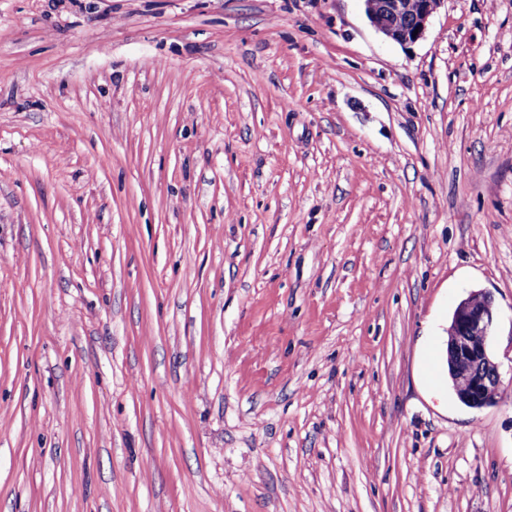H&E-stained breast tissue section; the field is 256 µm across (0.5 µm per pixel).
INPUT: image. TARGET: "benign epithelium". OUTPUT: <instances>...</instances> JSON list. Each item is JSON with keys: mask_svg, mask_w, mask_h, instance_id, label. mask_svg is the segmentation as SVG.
I'll use <instances>...</instances> for the list:
<instances>
[{"mask_svg": "<svg viewBox=\"0 0 512 512\" xmlns=\"http://www.w3.org/2000/svg\"><path fill=\"white\" fill-rule=\"evenodd\" d=\"M372 25L402 45L424 37L429 19L445 0H363ZM495 321L489 295L471 294L455 309L448 329V359L456 380L465 382L458 398L474 408L495 403L501 396L498 363L490 351Z\"/></svg>", "mask_w": 512, "mask_h": 512, "instance_id": "benign-epithelium-1", "label": "benign epithelium"}]
</instances>
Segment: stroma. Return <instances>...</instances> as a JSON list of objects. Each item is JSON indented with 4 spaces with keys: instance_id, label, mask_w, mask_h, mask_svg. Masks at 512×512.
Listing matches in <instances>:
<instances>
[{
    "instance_id": "1",
    "label": "stroma",
    "mask_w": 512,
    "mask_h": 512,
    "mask_svg": "<svg viewBox=\"0 0 512 512\" xmlns=\"http://www.w3.org/2000/svg\"><path fill=\"white\" fill-rule=\"evenodd\" d=\"M0 512H512V0H0ZM372 25L386 38L402 45L414 44L424 37L429 19L445 0H362ZM416 6L412 7L411 2ZM404 18L403 24L397 20ZM418 29L416 37H413ZM494 321L491 296L472 293L457 306L448 329L451 373L466 385L457 396L474 408L493 404L501 396L499 366L490 351Z\"/></svg>"
}]
</instances>
